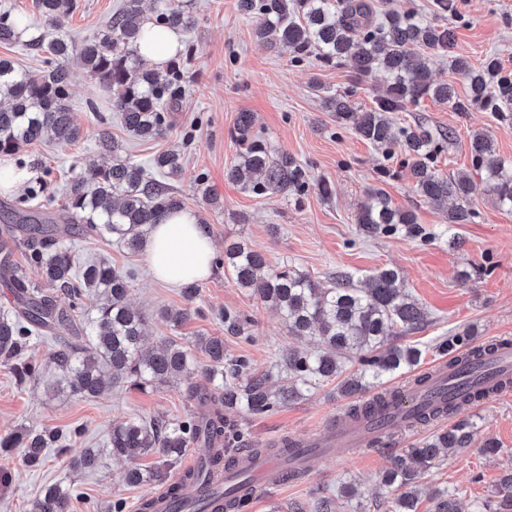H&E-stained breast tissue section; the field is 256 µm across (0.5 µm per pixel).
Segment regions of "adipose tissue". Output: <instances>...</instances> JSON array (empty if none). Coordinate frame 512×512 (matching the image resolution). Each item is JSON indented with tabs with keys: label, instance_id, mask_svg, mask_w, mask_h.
<instances>
[{
	"label": "adipose tissue",
	"instance_id": "ef3b65f1",
	"mask_svg": "<svg viewBox=\"0 0 512 512\" xmlns=\"http://www.w3.org/2000/svg\"><path fill=\"white\" fill-rule=\"evenodd\" d=\"M182 48L179 31L146 19L139 52L161 69ZM200 215L191 209L171 212L153 225L145 257L155 279L173 286L206 279L212 269L213 244L205 234Z\"/></svg>",
	"mask_w": 512,
	"mask_h": 512
}]
</instances>
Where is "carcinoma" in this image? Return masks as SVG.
<instances>
[{"label": "carcinoma", "mask_w": 512, "mask_h": 512, "mask_svg": "<svg viewBox=\"0 0 512 512\" xmlns=\"http://www.w3.org/2000/svg\"><path fill=\"white\" fill-rule=\"evenodd\" d=\"M142 0H125L100 33L73 39L65 19L76 8L75 0H38L43 26L23 16L0 11V43L21 44L44 57L45 68L37 74L21 72L13 61L0 57V156L14 159L22 170L24 147L36 142L71 144L80 128L70 112L68 98L72 73L66 60L77 58L82 66L112 93V110L134 136L154 140L172 129L174 112L184 79L182 63L174 62L162 75L147 69L137 55L144 13ZM240 10L256 18V38L270 50L282 44L296 61L311 56L325 65H346L355 83L375 72L387 75L385 93L376 107L363 110L347 96L325 98L324 108L336 121L349 126L383 156H401L409 168L417 195L426 203L446 208L447 223L468 224L474 218L469 202L470 177L464 173L444 176L435 162L442 141L420 127L394 130L390 113L400 112L425 98L463 112L482 106L506 116L512 107V75L502 74L496 60L475 67L464 58L452 61L469 83V98L457 97L453 85L437 82L429 68L426 50L448 49L450 32L444 25L427 23L412 13L389 12L378 18L374 0H238ZM155 22L174 30L188 31L196 17L186 0H154ZM232 136L240 147L239 161L225 170V179L242 185L257 196H303L309 189L304 167L286 153L275 155L259 135L251 112L238 114ZM100 148L108 160L85 175L74 176L61 205V219L80 225L84 235L112 239L131 251L144 249L151 226L166 214L185 208V201L161 181L182 171L180 153L169 150L152 160L151 169L117 156L118 146L108 132L101 134ZM472 163L485 175L488 192L498 204L512 209V162L502 158L493 139L476 132L470 139ZM372 202L363 206L355 221L368 236L403 231L410 236L422 228L412 209H395L387 195L375 188ZM56 200L40 185L25 186L15 201L11 221L0 226V282L11 289L13 306L0 312V362L21 381L35 380L39 367L23 359L34 342L51 341L49 359L57 379L47 384L56 393L81 398L98 396L105 384L145 390L181 377L187 380L188 399L202 411L185 420L134 419L112 427L108 448L125 459L126 481L131 485L156 482L195 444L207 445L210 453L199 469L178 482L184 488L203 481L207 471L224 465V447L238 439L224 418V409L240 406L262 415L294 401L304 392L340 379L339 391L349 397L377 389L394 376L410 372L421 361L422 351L397 343L428 321L425 310L412 296L396 286L398 273L382 268L359 288L349 274H340L332 285L319 286L308 274L284 263L272 270L257 293L262 302L281 314L290 336H317L319 348L294 351L284 356L275 370L257 373L245 356L224 354V337L245 341L254 335L255 319L236 308L220 312L224 335L206 336L192 348L168 341L156 350L144 348L145 316L127 302L130 277L112 265L94 261L83 266L63 244L71 234L58 224ZM23 239L27 262L41 270L48 289L32 284L22 265L13 259L18 239ZM224 264L240 288L255 282L266 267L264 254L243 242L224 243ZM99 301L87 325L77 323L84 299ZM438 350L457 365V375L476 372L482 347L472 335L456 333L443 339ZM204 356L209 385L190 380L196 354ZM355 360L358 368L345 373L344 364ZM481 391L420 418L427 422L452 411L458 421L446 430L396 454L381 482L396 494L392 512H416L413 488L426 472L451 450L471 447L476 424L465 416L471 401L484 399ZM55 430L23 428L0 436V449H24L29 469L41 467L46 451L59 443ZM157 453L155 469H142L141 458ZM76 469L93 471L98 452L89 448L73 461ZM71 492L57 485L45 489L34 512H68ZM495 512H512V469L499 480ZM432 512H458L457 498L448 491L431 492Z\"/></svg>", "instance_id": "carcinoma-1"}]
</instances>
